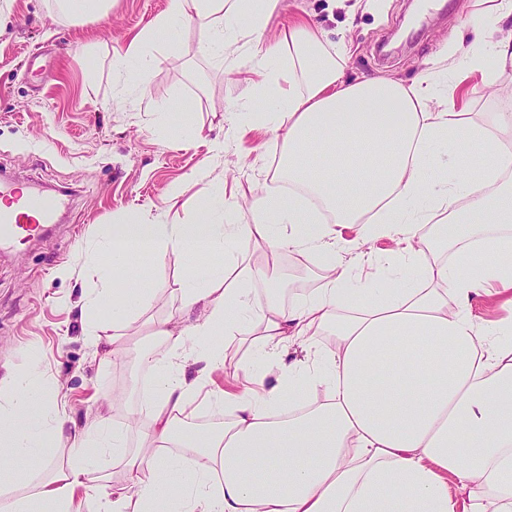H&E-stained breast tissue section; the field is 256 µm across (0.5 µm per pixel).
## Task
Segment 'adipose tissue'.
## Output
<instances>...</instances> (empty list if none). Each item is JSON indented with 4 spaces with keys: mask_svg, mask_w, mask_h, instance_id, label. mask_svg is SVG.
Instances as JSON below:
<instances>
[{
    "mask_svg": "<svg viewBox=\"0 0 512 512\" xmlns=\"http://www.w3.org/2000/svg\"><path fill=\"white\" fill-rule=\"evenodd\" d=\"M278 2L171 0L113 70L147 88L148 71L129 63L174 23L205 30L210 56L260 35ZM481 2L465 50L479 73L490 57L512 64V36L496 35L512 0ZM345 69L344 43L326 45L306 23L250 68L247 97L265 103L258 126L287 147L277 173L287 193L219 196L200 170L199 194L219 196V210L103 229L88 251L99 286L83 304L94 359L127 350L155 294L141 255L178 254L180 305L206 314L179 330L154 324L161 344L139 355L154 380L149 420L134 448L109 416L76 426L41 364L5 367L0 462L34 455L44 469L11 472L0 512H512V114L473 123L431 74L352 82ZM310 153L318 166L304 163ZM348 224L362 240L390 239L394 256H338L336 228ZM243 235L263 253L317 260L319 288L254 309V285L274 270L237 261ZM403 269L415 286L378 287ZM482 296L503 297L504 317L476 322ZM242 343L250 361L221 387L214 374ZM293 346L303 359L284 362ZM199 399L223 409V425L187 429ZM175 448L200 466L181 468ZM112 465L133 490L109 491Z\"/></svg>",
    "mask_w": 512,
    "mask_h": 512,
    "instance_id": "ef3b65f1",
    "label": "adipose tissue"
}]
</instances>
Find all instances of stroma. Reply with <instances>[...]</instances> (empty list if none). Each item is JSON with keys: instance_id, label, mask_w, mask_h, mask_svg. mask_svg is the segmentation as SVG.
<instances>
[{"instance_id": "obj_1", "label": "stroma", "mask_w": 512, "mask_h": 512, "mask_svg": "<svg viewBox=\"0 0 512 512\" xmlns=\"http://www.w3.org/2000/svg\"><path fill=\"white\" fill-rule=\"evenodd\" d=\"M419 0H280L261 38L199 52L204 32L178 26L145 53L147 92L122 84L112 69L115 49L146 28L170 0H117L106 18L74 23L54 0H0V173L23 183L74 191L47 236L0 254V368L38 355L56 379L76 424L99 414L115 423L140 406L146 380L135 352L93 361L82 336L81 298L98 285L83 251L100 228L131 216L169 212L189 224L202 211L190 176L208 168L215 187L268 182L284 154L282 140L264 131L227 133L226 110L246 95L250 59L263 53L291 20L324 30L347 46L346 77L411 82L427 70L451 69L448 87L471 121L512 111V67L489 62L493 82L471 72L459 46L468 45L477 0H438L429 18L413 22ZM219 139L224 154L212 159ZM179 189L176 203L168 194ZM156 289L146 317L195 322L203 307L181 310V261H139ZM123 404L107 401L113 387Z\"/></svg>"}]
</instances>
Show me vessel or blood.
Listing matches in <instances>:
<instances>
[{"label":"vessel or blood","instance_id":"vessel-or-blood-1","mask_svg":"<svg viewBox=\"0 0 512 512\" xmlns=\"http://www.w3.org/2000/svg\"><path fill=\"white\" fill-rule=\"evenodd\" d=\"M0 250L14 247L15 243L37 235L42 226L54 223L57 210L45 202L39 189L22 191L13 184H0Z\"/></svg>","mask_w":512,"mask_h":512}]
</instances>
